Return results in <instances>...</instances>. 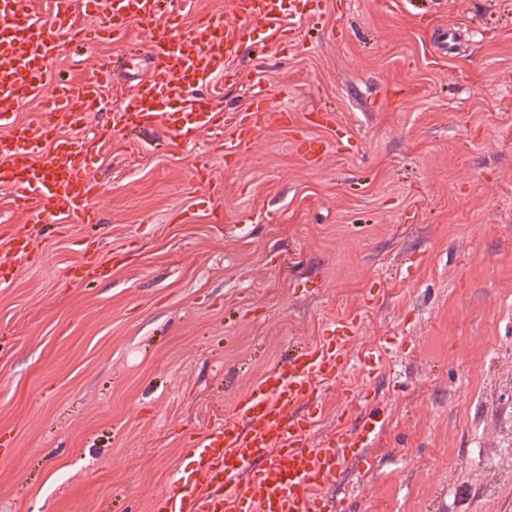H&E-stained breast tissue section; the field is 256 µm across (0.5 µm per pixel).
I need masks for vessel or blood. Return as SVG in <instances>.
I'll use <instances>...</instances> for the list:
<instances>
[{"label": "vessel or blood", "mask_w": 512, "mask_h": 512, "mask_svg": "<svg viewBox=\"0 0 512 512\" xmlns=\"http://www.w3.org/2000/svg\"><path fill=\"white\" fill-rule=\"evenodd\" d=\"M161 3L110 0L99 24L88 30L73 19L71 0H55L48 18L36 14L33 0H0V127L9 130L0 138V184L11 188L15 206L31 223L48 212L62 225L96 221L98 187L89 164L99 141L59 136L54 129L79 124L96 106L111 83V61L101 59L79 91L58 88L53 118L17 119L26 101L43 96L50 65L74 41L112 39L121 42L127 59L150 60L149 76L134 87L130 104L113 112V131L158 125L178 140L201 130L223 140L229 126L234 139L224 150L231 153L271 121L262 104L228 116L187 93L226 76L225 61L244 45L249 25L287 35L289 0H234V23L207 18L188 28L174 19L160 25ZM133 20L150 32L149 42L131 35ZM30 246V234L21 230L0 243L1 289L11 286L14 269L30 258ZM347 341L341 333L322 337L257 378L232 414L192 441L170 492L156 499L153 512H334L320 489L361 456L384 421L376 409L362 428L312 441L324 387L350 366Z\"/></svg>", "instance_id": "1"}]
</instances>
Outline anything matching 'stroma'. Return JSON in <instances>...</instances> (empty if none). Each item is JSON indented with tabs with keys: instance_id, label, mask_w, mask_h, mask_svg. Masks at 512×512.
Returning <instances> with one entry per match:
<instances>
[{
	"instance_id": "stroma-1",
	"label": "stroma",
	"mask_w": 512,
	"mask_h": 512,
	"mask_svg": "<svg viewBox=\"0 0 512 512\" xmlns=\"http://www.w3.org/2000/svg\"><path fill=\"white\" fill-rule=\"evenodd\" d=\"M199 16L232 20L233 0L164 5ZM119 50H64L47 82L79 87ZM227 67L202 97L260 95L287 125L230 155L203 131L112 133L97 223L32 229L0 292V512H151L191 434L349 318L357 364L313 439L386 420L325 493L512 512V0H302L288 37L252 25ZM147 71L59 135L110 130ZM90 253L103 273H83Z\"/></svg>"
}]
</instances>
